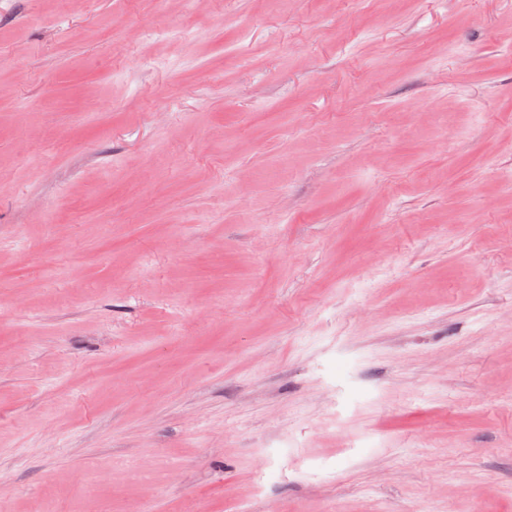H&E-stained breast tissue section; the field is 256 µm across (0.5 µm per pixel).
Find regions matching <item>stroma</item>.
I'll return each mask as SVG.
<instances>
[{
    "mask_svg": "<svg viewBox=\"0 0 512 512\" xmlns=\"http://www.w3.org/2000/svg\"><path fill=\"white\" fill-rule=\"evenodd\" d=\"M510 177L512 0H0V512H512Z\"/></svg>",
    "mask_w": 512,
    "mask_h": 512,
    "instance_id": "1",
    "label": "stroma"
}]
</instances>
